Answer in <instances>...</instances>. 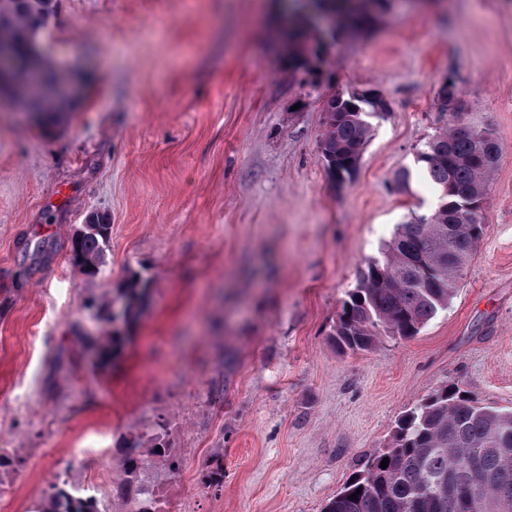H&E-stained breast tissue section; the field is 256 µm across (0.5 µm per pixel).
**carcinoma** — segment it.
<instances>
[{"mask_svg": "<svg viewBox=\"0 0 512 512\" xmlns=\"http://www.w3.org/2000/svg\"><path fill=\"white\" fill-rule=\"evenodd\" d=\"M56 0H0V44L17 57L36 55V38L54 14ZM289 16L285 64L292 72H313L329 39L367 34L390 9L389 0H297ZM42 84L21 105L36 125L53 124L67 111V98L54 83V71L41 66ZM438 98L440 115L459 113L464 103L453 77ZM372 111L350 94L333 95L325 107L320 157L329 176L342 184L358 171L373 133ZM500 154L485 130L467 134L446 128L416 152V163L434 188L437 203L429 214L412 213L398 226L382 256L361 270L356 287L343 301L335 326L343 349L376 348L381 336L409 337L448 308L474 247L483 235V204ZM93 228L72 234L70 253L95 270L106 262L111 218L94 212ZM142 299L140 280L132 277L86 307L110 325L86 342L110 355ZM387 468H381L384 458ZM140 461L129 458L124 488L129 512H154L152 493L135 481ZM361 490L357 498L349 496ZM43 512H99L96 500L62 487ZM322 512H512V411L481 406L466 392L445 386L397 421L389 448L370 459Z\"/></svg>", "mask_w": 512, "mask_h": 512, "instance_id": "cac0c4a2", "label": "carcinoma"}]
</instances>
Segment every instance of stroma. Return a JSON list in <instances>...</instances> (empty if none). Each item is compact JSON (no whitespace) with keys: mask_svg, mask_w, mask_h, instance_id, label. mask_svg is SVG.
<instances>
[{"mask_svg":"<svg viewBox=\"0 0 512 512\" xmlns=\"http://www.w3.org/2000/svg\"><path fill=\"white\" fill-rule=\"evenodd\" d=\"M268 2L57 0L44 60L81 96L43 129L0 112V498L13 512H38L56 485L127 512L132 455L157 512H322L434 390L512 411V0H393L311 75L273 49ZM450 77L461 122L501 146L486 230L417 335L342 351L334 327L361 269L434 206L414 156L445 123ZM371 86L391 108L339 187L320 160L324 108ZM94 212L112 235L91 280L70 238ZM133 277L145 302L103 360L81 343L106 328L85 303ZM156 433L177 470L129 452ZM441 91H446L444 96H441L439 93L438 98V109L441 116L447 115L448 112H451L450 115L458 116L453 113H459L463 110L464 103L458 95L456 84L453 78H448L447 81L443 84Z\"/></svg>","mask_w":512,"mask_h":512,"instance_id":"obj_1","label":"stroma"}]
</instances>
